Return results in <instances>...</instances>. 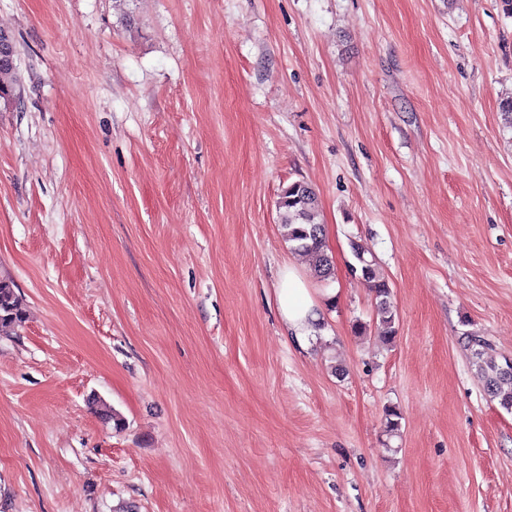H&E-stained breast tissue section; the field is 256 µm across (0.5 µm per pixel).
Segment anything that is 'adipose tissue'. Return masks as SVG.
<instances>
[{"label":"adipose tissue","instance_id":"adipose-tissue-1","mask_svg":"<svg viewBox=\"0 0 512 512\" xmlns=\"http://www.w3.org/2000/svg\"><path fill=\"white\" fill-rule=\"evenodd\" d=\"M277 300L288 337L299 348H307L324 318V309L312 293L299 268L285 264L278 275Z\"/></svg>","mask_w":512,"mask_h":512}]
</instances>
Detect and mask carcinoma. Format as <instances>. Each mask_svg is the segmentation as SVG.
Wrapping results in <instances>:
<instances>
[{"mask_svg": "<svg viewBox=\"0 0 512 512\" xmlns=\"http://www.w3.org/2000/svg\"><path fill=\"white\" fill-rule=\"evenodd\" d=\"M17 93L15 69L0 64V98L9 101ZM278 209L281 224L287 228L292 248L308 258L315 276L327 281L334 270L332 256L325 245L324 225L319 221V203L315 190L303 181L288 185L280 197ZM355 264L351 271L358 275L373 293L375 299L376 329L383 342L396 335V310L392 302V289L381 273L375 259L365 257L356 243L350 244ZM26 304L16 292L14 281L0 278V333L8 334L25 323ZM472 364L483 381V388L490 399L512 411V364L499 362L489 356L490 345L481 336L468 337Z\"/></svg>", "mask_w": 512, "mask_h": 512, "instance_id": "carcinoma-1", "label": "carcinoma"}]
</instances>
